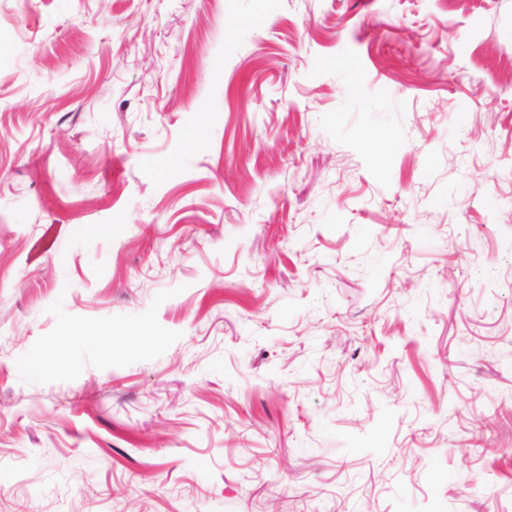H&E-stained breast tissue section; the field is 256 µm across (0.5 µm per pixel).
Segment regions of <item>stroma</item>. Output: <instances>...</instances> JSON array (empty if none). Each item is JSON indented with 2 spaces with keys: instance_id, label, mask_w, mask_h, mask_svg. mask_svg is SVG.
I'll list each match as a JSON object with an SVG mask.
<instances>
[{
  "instance_id": "stroma-1",
  "label": "stroma",
  "mask_w": 512,
  "mask_h": 512,
  "mask_svg": "<svg viewBox=\"0 0 512 512\" xmlns=\"http://www.w3.org/2000/svg\"><path fill=\"white\" fill-rule=\"evenodd\" d=\"M512 512V0H0V512Z\"/></svg>"
}]
</instances>
